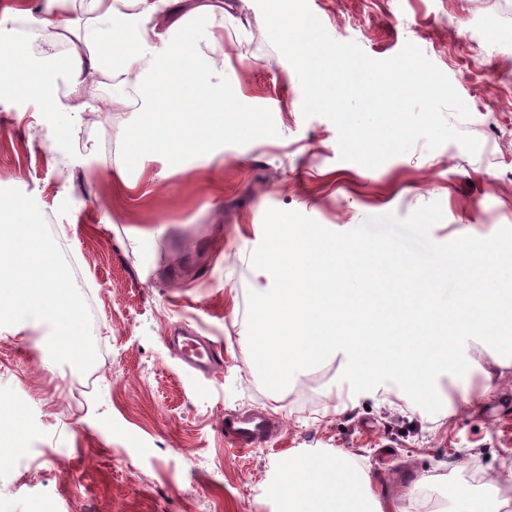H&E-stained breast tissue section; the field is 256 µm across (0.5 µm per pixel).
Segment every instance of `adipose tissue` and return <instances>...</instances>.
<instances>
[{"mask_svg": "<svg viewBox=\"0 0 512 512\" xmlns=\"http://www.w3.org/2000/svg\"><path fill=\"white\" fill-rule=\"evenodd\" d=\"M179 0H81L82 8L92 23L82 35H75V21L70 10L61 5H48L41 13V31L54 32L56 36H71L69 58L74 64L70 74L72 92L93 84L96 78L108 79L118 94L141 87L146 80L162 84L167 73L149 72L145 66L146 50L161 38V25L178 29L181 19L175 18V6ZM126 30L127 39L116 44L118 30ZM0 80L8 82L25 95L44 99H56L55 72L44 64H31L24 58H16L12 68L0 74ZM173 106L186 117L211 115L209 125L198 127L195 138L185 140L184 148H197L199 142L223 136L224 93L181 91L172 99ZM293 468L300 475L290 487V497L295 512H365V504L355 494L344 468L332 473H320L309 465L297 461Z\"/></svg>", "mask_w": 512, "mask_h": 512, "instance_id": "ef3b65f1", "label": "adipose tissue"}]
</instances>
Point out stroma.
I'll return each mask as SVG.
<instances>
[{
  "instance_id": "35a3bbf8",
  "label": "stroma",
  "mask_w": 512,
  "mask_h": 512,
  "mask_svg": "<svg viewBox=\"0 0 512 512\" xmlns=\"http://www.w3.org/2000/svg\"><path fill=\"white\" fill-rule=\"evenodd\" d=\"M0 27V45L40 59L33 15ZM328 33L386 59L417 45L450 79L471 117L454 141L424 142L375 169L340 160L335 126L304 118L294 68L272 46L256 0H234V21L188 17L152 45L159 69L184 64L182 83L224 89V136L186 151V123L155 111L156 88L103 111L63 114L0 90V188L31 196L47 219L80 292L89 294L95 344L89 374L52 361L48 324L0 327V464L6 512H288V464L356 460L384 512H416L432 488L443 512L477 494L463 460L497 480L498 512H512V368L486 381L495 352L466 348L464 377L440 375L441 409L427 413L397 387L363 392L340 409L339 352L300 371L283 391L248 366L247 295L272 285L251 256L271 208L297 211L343 232L370 217L405 218L439 202L434 242L486 238L512 226V0H308ZM222 29L224 66L212 71L211 33ZM194 328L218 344L215 373L185 365L164 336ZM472 411L457 414L459 402ZM261 408L283 422L277 446L236 457L224 450L225 410Z\"/></svg>"
}]
</instances>
